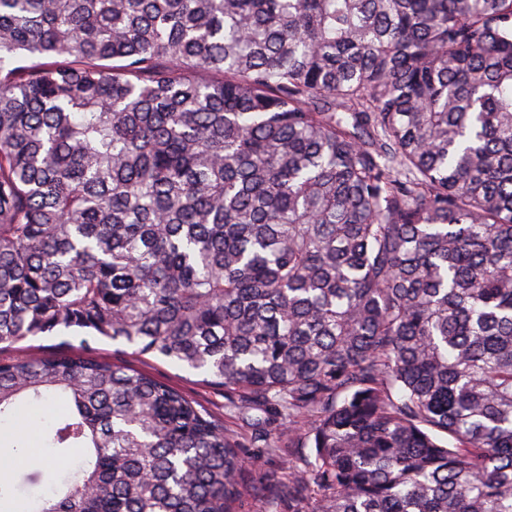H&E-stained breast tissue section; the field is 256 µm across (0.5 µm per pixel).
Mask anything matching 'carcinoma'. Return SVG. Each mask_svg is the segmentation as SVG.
Masks as SVG:
<instances>
[{"mask_svg": "<svg viewBox=\"0 0 512 512\" xmlns=\"http://www.w3.org/2000/svg\"><path fill=\"white\" fill-rule=\"evenodd\" d=\"M0 512H512V0H0ZM257 410L259 414L250 415ZM63 336H37L28 341L16 345V348H5L2 352L4 357H39L48 355L59 350V344ZM95 355L110 363H123L134 369L143 371L154 376L170 385L180 389L190 398L198 402L204 409L220 418L225 426L233 432H248L247 427L237 417L230 416L224 407L225 396L224 386L214 385L204 381V376L187 371L173 363L157 359L151 355L132 356L116 351L117 349L126 350L131 353V349H125L112 344L109 340H101L93 344ZM10 445L2 442L0 447V456L11 458ZM35 454V455H34ZM29 460L20 468L13 463L10 467L2 470L7 461L0 459V476L4 481L10 483H19L23 478L35 485V488H41L48 478H53L56 472L65 471L70 468V461L58 459L55 456L41 455V452L34 453ZM50 475V477L48 476ZM249 458L248 480L255 491L247 499L240 512H267L270 503L280 493L283 484L288 482V461L300 462V459L312 453L311 448H290L285 453L271 455L264 448H243Z\"/></svg>", "mask_w": 512, "mask_h": 512, "instance_id": "obj_1", "label": "carcinoma"}]
</instances>
